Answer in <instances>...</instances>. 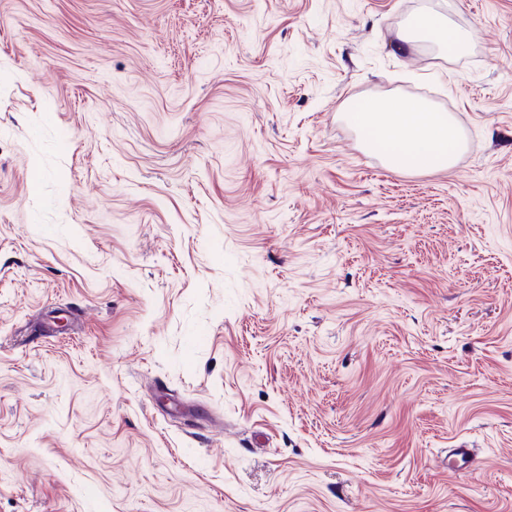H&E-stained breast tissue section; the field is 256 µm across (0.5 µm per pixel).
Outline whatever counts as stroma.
<instances>
[{
  "instance_id": "35a3bbf8",
  "label": "stroma",
  "mask_w": 512,
  "mask_h": 512,
  "mask_svg": "<svg viewBox=\"0 0 512 512\" xmlns=\"http://www.w3.org/2000/svg\"><path fill=\"white\" fill-rule=\"evenodd\" d=\"M0 512H512V0H0ZM399 45L411 47L414 43H430L448 53L462 51L468 44V35L454 27L449 19L421 13L413 17L398 35ZM344 116L364 134L366 147L379 151L393 169H451L465 146L451 116L417 98H373L351 104Z\"/></svg>"
}]
</instances>
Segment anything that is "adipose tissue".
<instances>
[{
    "label": "adipose tissue",
    "instance_id": "adipose-tissue-1",
    "mask_svg": "<svg viewBox=\"0 0 512 512\" xmlns=\"http://www.w3.org/2000/svg\"><path fill=\"white\" fill-rule=\"evenodd\" d=\"M397 39L400 45L430 43L451 53L462 51L468 36L433 13L413 17ZM344 116L364 135L366 147L379 151L387 166L408 172L452 168L464 139L448 113L404 95L373 98L350 105Z\"/></svg>",
    "mask_w": 512,
    "mask_h": 512
}]
</instances>
